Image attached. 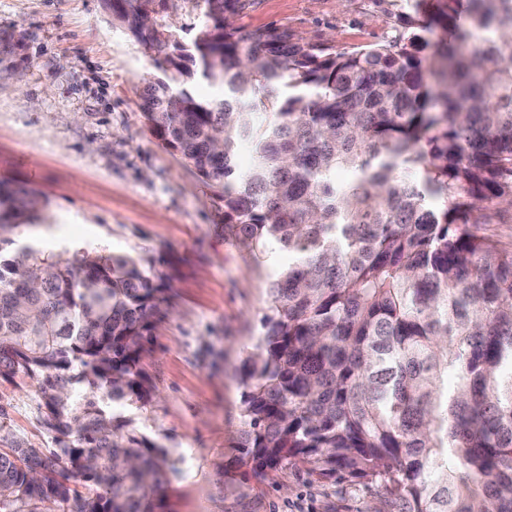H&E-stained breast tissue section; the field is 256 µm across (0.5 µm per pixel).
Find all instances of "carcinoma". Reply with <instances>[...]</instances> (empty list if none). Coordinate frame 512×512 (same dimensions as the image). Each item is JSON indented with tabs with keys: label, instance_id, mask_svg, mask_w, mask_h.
Wrapping results in <instances>:
<instances>
[{
	"label": "carcinoma",
	"instance_id": "1",
	"mask_svg": "<svg viewBox=\"0 0 512 512\" xmlns=\"http://www.w3.org/2000/svg\"><path fill=\"white\" fill-rule=\"evenodd\" d=\"M190 2L189 39L169 0L100 5L162 73L141 94L152 131L256 264L292 256L241 370L254 474L295 463L379 482L406 512H512V246L477 232L483 204L512 206V0H435L430 85L417 33L333 52L234 26L246 0ZM196 77L222 94L198 98ZM40 212L0 183V246ZM162 292L104 251L0 258V378L34 387L52 444L0 408V512H156L168 452L120 408L151 400Z\"/></svg>",
	"mask_w": 512,
	"mask_h": 512
}]
</instances>
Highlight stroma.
I'll return each instance as SVG.
<instances>
[{"mask_svg": "<svg viewBox=\"0 0 512 512\" xmlns=\"http://www.w3.org/2000/svg\"><path fill=\"white\" fill-rule=\"evenodd\" d=\"M412 0H255L234 17L285 28L335 51L408 32ZM150 57L112 25L99 0H0V181L47 201L45 223L20 242L81 255H126L166 291L141 365L152 401L126 410L168 452L157 512H401L375 483H335L288 465L252 478L243 430L244 360L262 336L266 286L287 252L255 265L224 222V207L151 132L140 108ZM13 431L35 445L33 389L0 379Z\"/></svg>", "mask_w": 512, "mask_h": 512, "instance_id": "1", "label": "stroma"}]
</instances>
